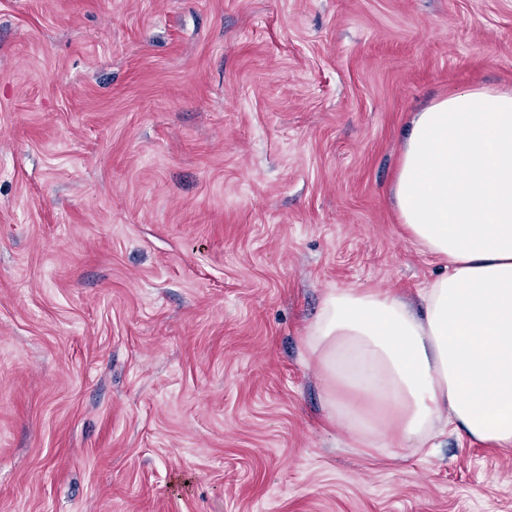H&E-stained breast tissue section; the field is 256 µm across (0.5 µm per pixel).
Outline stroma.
Returning <instances> with one entry per match:
<instances>
[{
  "mask_svg": "<svg viewBox=\"0 0 512 512\" xmlns=\"http://www.w3.org/2000/svg\"><path fill=\"white\" fill-rule=\"evenodd\" d=\"M512 88V0H0V512H512V447L322 422L332 288L444 270L423 104Z\"/></svg>",
  "mask_w": 512,
  "mask_h": 512,
  "instance_id": "1",
  "label": "stroma"
}]
</instances>
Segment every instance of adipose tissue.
Instances as JSON below:
<instances>
[{
	"label": "adipose tissue",
	"instance_id": "obj_1",
	"mask_svg": "<svg viewBox=\"0 0 512 512\" xmlns=\"http://www.w3.org/2000/svg\"><path fill=\"white\" fill-rule=\"evenodd\" d=\"M421 251L448 264L410 302L328 291L305 338L324 419L395 459L440 433L512 447V89L454 92L402 132L392 188Z\"/></svg>",
	"mask_w": 512,
	"mask_h": 512
}]
</instances>
